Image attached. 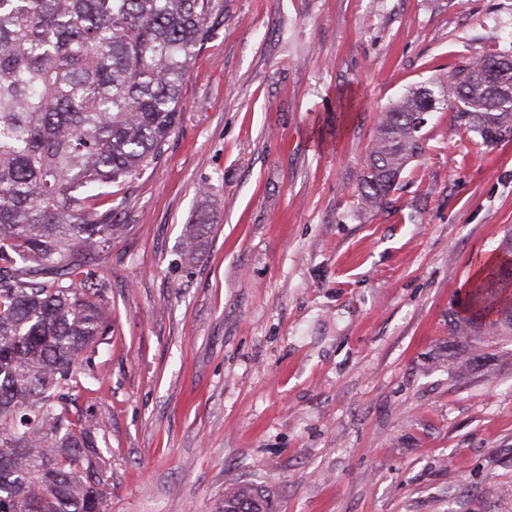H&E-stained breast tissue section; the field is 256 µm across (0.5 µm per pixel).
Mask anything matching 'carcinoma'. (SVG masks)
I'll return each mask as SVG.
<instances>
[{
	"mask_svg": "<svg viewBox=\"0 0 512 512\" xmlns=\"http://www.w3.org/2000/svg\"><path fill=\"white\" fill-rule=\"evenodd\" d=\"M223 0H0V512H105L106 463L71 418L86 351L112 328L104 288L65 278L119 225L96 205L159 159L184 107L190 61ZM480 138L512 131V68L489 81L473 60L382 113L357 183L379 207L423 150L438 106ZM213 224L197 211L184 252ZM505 262L461 296L448 323L469 352L512 335V234ZM221 512H269L263 491L224 488Z\"/></svg>",
	"mask_w": 512,
	"mask_h": 512,
	"instance_id": "carcinoma-1",
	"label": "carcinoma"
}]
</instances>
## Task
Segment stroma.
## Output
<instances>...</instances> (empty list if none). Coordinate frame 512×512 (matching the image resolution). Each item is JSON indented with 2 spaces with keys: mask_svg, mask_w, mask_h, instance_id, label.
I'll use <instances>...</instances> for the list:
<instances>
[{
  "mask_svg": "<svg viewBox=\"0 0 512 512\" xmlns=\"http://www.w3.org/2000/svg\"><path fill=\"white\" fill-rule=\"evenodd\" d=\"M490 55L512 0H224L160 159L99 205L112 331L71 411L108 512H220L235 481L272 512H512V336L461 369L448 334L512 230V140L437 110L385 204L354 195L382 110ZM211 224L213 220L209 212L205 208L198 210L184 242V252L187 256H193L198 251L200 239L208 233Z\"/></svg>",
  "mask_w": 512,
  "mask_h": 512,
  "instance_id": "35a3bbf8",
  "label": "stroma"
}]
</instances>
